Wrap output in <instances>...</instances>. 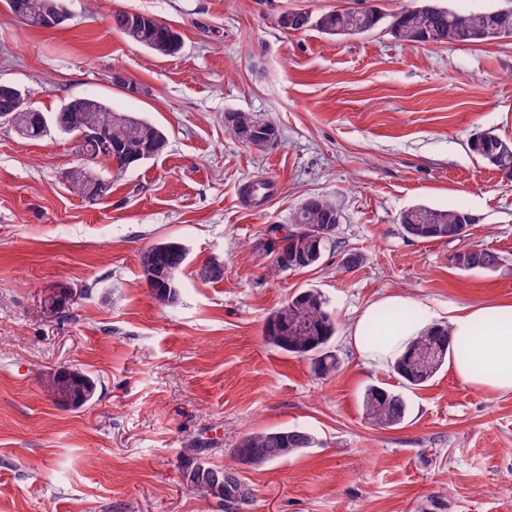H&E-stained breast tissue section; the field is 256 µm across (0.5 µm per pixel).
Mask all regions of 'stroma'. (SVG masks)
Segmentation results:
<instances>
[{
	"mask_svg": "<svg viewBox=\"0 0 512 512\" xmlns=\"http://www.w3.org/2000/svg\"><path fill=\"white\" fill-rule=\"evenodd\" d=\"M353 0H65L68 24L33 29L0 5V81L53 111L95 96L162 127L166 149L114 175L91 205L71 194L80 165L58 133L33 141L0 121V512H223L183 485L180 450L236 467L252 494L237 512H512V392L464 383L452 365L418 389L368 367L348 345L361 309L399 293L438 323L456 306L512 301V181L469 149L481 131L512 138V41L403 45L388 32L410 0H374V30L336 39L279 27ZM152 15L183 36L161 57L109 27L112 12ZM228 112L273 121L264 151L224 127ZM260 181L257 205L247 189ZM313 196L341 221L318 265L272 269L256 243ZM425 204L470 213L463 239L406 237L399 213ZM188 250L178 301L157 306L140 255ZM503 260L456 268L461 249ZM364 255L349 269L347 254ZM219 260L224 276L197 271ZM338 326L336 375L270 347L268 318L305 289ZM75 291L47 315L45 299ZM96 382L79 409L57 403L44 372ZM403 391V424L365 417V390ZM319 441L287 460L237 465L250 432L281 427Z\"/></svg>",
	"mask_w": 512,
	"mask_h": 512,
	"instance_id": "1",
	"label": "stroma"
}]
</instances>
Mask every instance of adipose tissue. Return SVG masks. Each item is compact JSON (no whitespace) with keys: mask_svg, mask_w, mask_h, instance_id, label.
<instances>
[{"mask_svg":"<svg viewBox=\"0 0 512 512\" xmlns=\"http://www.w3.org/2000/svg\"><path fill=\"white\" fill-rule=\"evenodd\" d=\"M409 299L388 295L365 306L351 325L347 340L368 365H392L412 340L434 326L436 313L425 309L422 320L377 323L382 310L410 307ZM453 341L469 344L471 354L454 356L459 378L477 389L512 392V302L486 307H461L448 318Z\"/></svg>","mask_w":512,"mask_h":512,"instance_id":"ef3b65f1","label":"adipose tissue"}]
</instances>
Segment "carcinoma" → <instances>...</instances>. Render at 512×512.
Here are the masks:
<instances>
[{"mask_svg": "<svg viewBox=\"0 0 512 512\" xmlns=\"http://www.w3.org/2000/svg\"><path fill=\"white\" fill-rule=\"evenodd\" d=\"M8 10L24 25L53 29L65 21L39 24L35 18L42 10V0H4ZM137 12L116 11L110 27L130 42L146 47L163 56H174L182 49L181 35L157 20L134 24ZM378 9L371 6L346 7L329 10L311 18L300 12L288 18V30L297 32L312 27L331 36H355L373 30L381 21ZM507 27L512 30V12L500 11L455 13L439 4V0H416V5L393 17L390 34L401 43L448 44V37L457 43H489L491 33ZM24 112L22 133L25 138L38 140L50 128L74 139L82 159L106 161L123 173L152 158L149 143L167 141L164 130L152 122L127 113L114 119L115 109L96 97L73 98L63 102L53 112H43L29 105L25 93L16 85L0 83V118L8 119ZM224 127L236 138L259 151L278 140L277 126L250 112H228ZM475 154L512 178V140L491 132L471 141ZM68 190L88 203H96L112 191V182L99 177L94 170L73 169L65 175ZM402 232L421 240H459L471 224L469 213L428 205H415L401 212L398 218ZM337 230L336 205L323 197H310L294 214L288 234L269 241L262 253L272 258L274 268L286 271L303 268L308 261L312 267L319 263L323 252L334 242ZM451 260L463 270L494 271L500 257L485 249H465L455 252ZM187 261L185 247L175 241H162L148 246L141 263L152 267L156 283L153 300L160 306H170L179 298L178 274ZM336 334L335 318L328 301L315 290L300 292L288 299L267 322L266 341L286 353L310 360L313 372L328 377L340 368V360L332 349ZM469 353V345L452 344L448 326L433 327L414 339L407 352L393 365L402 384L411 389L426 386L446 363L453 352ZM42 383L56 395L66 388L75 407L89 404L96 393V383L88 375L69 376L63 369L44 374ZM365 416L380 428L402 424L407 402L402 393L379 386L368 387L363 395ZM316 445L314 435L301 428H280L246 434L235 448L234 455L241 464L279 462L288 456ZM200 449L188 445L182 449L181 474L188 489L202 499L217 498L226 508L240 507L250 498V492L240 481L235 469H217L198 463Z\"/></svg>", "mask_w": 512, "mask_h": 512, "instance_id": "1", "label": "carcinoma"}]
</instances>
